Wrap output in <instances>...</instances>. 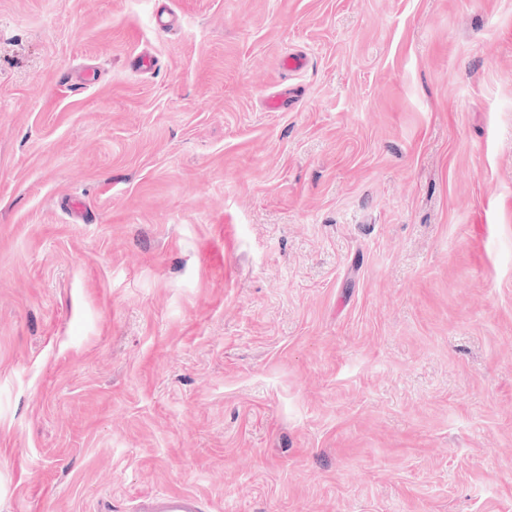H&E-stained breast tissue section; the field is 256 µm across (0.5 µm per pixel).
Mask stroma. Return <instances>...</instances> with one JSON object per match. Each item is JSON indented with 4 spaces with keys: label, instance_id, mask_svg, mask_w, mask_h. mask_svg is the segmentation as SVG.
Wrapping results in <instances>:
<instances>
[{
    "label": "stroma",
    "instance_id": "1",
    "mask_svg": "<svg viewBox=\"0 0 512 512\" xmlns=\"http://www.w3.org/2000/svg\"><path fill=\"white\" fill-rule=\"evenodd\" d=\"M171 491L512 512V0H0V512Z\"/></svg>",
    "mask_w": 512,
    "mask_h": 512
}]
</instances>
